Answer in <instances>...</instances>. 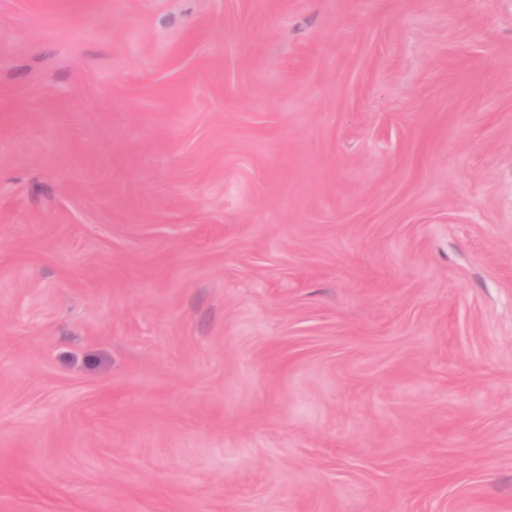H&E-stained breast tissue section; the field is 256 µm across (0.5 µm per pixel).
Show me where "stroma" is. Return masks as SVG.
<instances>
[{
	"label": "stroma",
	"mask_w": 512,
	"mask_h": 512,
	"mask_svg": "<svg viewBox=\"0 0 512 512\" xmlns=\"http://www.w3.org/2000/svg\"><path fill=\"white\" fill-rule=\"evenodd\" d=\"M0 0V512H512V0Z\"/></svg>",
	"instance_id": "35a3bbf8"
}]
</instances>
